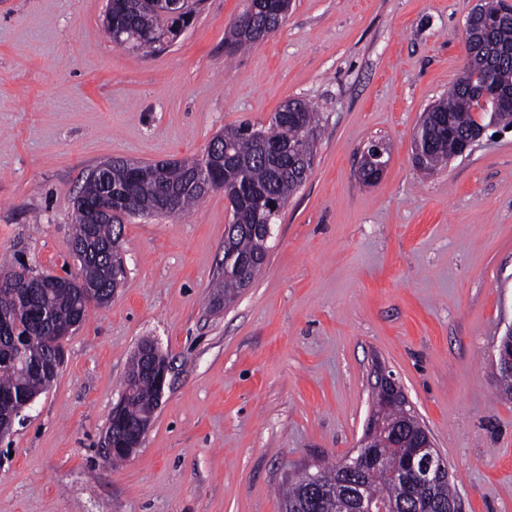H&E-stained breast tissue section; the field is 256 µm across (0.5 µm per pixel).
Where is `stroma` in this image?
<instances>
[{
  "mask_svg": "<svg viewBox=\"0 0 512 512\" xmlns=\"http://www.w3.org/2000/svg\"><path fill=\"white\" fill-rule=\"evenodd\" d=\"M480 0H293L281 28L231 55L245 0H205L164 50L104 30L107 0H0V258L76 272L72 199L121 158L197 157L224 126L268 125L289 99L320 114L311 175L233 302L223 191L133 217L125 276L69 336L53 385L0 440V512H280L288 478L355 450L383 364L450 470L460 512H512V400L493 357L512 327V130L418 171L425 108L462 76ZM383 140L381 180L359 175ZM168 386L144 445L99 447L138 344Z\"/></svg>",
  "mask_w": 512,
  "mask_h": 512,
  "instance_id": "35a3bbf8",
  "label": "stroma"
}]
</instances>
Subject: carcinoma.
Listing matches in <instances>:
<instances>
[{
  "mask_svg": "<svg viewBox=\"0 0 512 512\" xmlns=\"http://www.w3.org/2000/svg\"><path fill=\"white\" fill-rule=\"evenodd\" d=\"M287 0H251L246 8L253 9L248 22L258 29L277 30L286 16ZM203 0L189 5L186 15L173 17L168 13L167 0H109L105 30L112 42L122 40L126 48L147 53L173 42L190 25L202 7ZM228 53L234 54L257 44L242 35L239 28L230 31ZM474 81L459 79L448 92L425 111L416 134L430 142L431 148L420 169L431 174L448 163V145L460 139L470 128L482 121L488 125L492 111L480 105V85L486 78L504 91H512V25L477 39L476 51L469 63ZM288 120L274 113L268 126L249 122L226 126L217 134L223 157L206 152L202 158H186L163 163L160 175L138 177L126 160L107 161L89 170L82 186L73 197V243L82 245L92 254L102 246L119 244L123 216L110 221L89 223L91 210L112 196L142 207L155 201H168L170 206L156 212L158 216L182 214L200 203L215 190H224L231 204V221L224 235V303H229L240 289L238 263L255 256L264 258L267 243L254 233L257 224H275L279 212L271 205L285 206L306 181L313 167L316 134L320 122L317 112L302 100L291 101ZM281 143L284 152L276 157L260 152V140ZM205 172L210 177L209 188L193 185L190 176ZM112 255L95 264H79V276L69 279L45 276L46 285L33 288L17 282L11 288L0 287V406L9 407V400L19 395H35L46 390L54 376L32 370L36 361L47 358V336L55 330H66L76 318L87 313L81 289L96 287L112 278ZM154 400L153 381L139 378L133 394L125 402L121 423L115 428V439L136 427ZM385 417L398 423L400 442L416 435L404 423L406 408L400 400L382 405ZM376 453L384 467L403 469V458L379 440ZM363 491L381 494L393 501L399 512H415L417 507L429 512H448L455 490L446 484L418 487L406 480L389 482L383 471L366 468L351 477L343 471L342 461L319 470V491H311L305 476L290 482L282 492V512H350L349 496L352 484Z\"/></svg>",
  "mask_w": 512,
  "mask_h": 512,
  "instance_id": "cac0c4a2",
  "label": "carcinoma"
}]
</instances>
